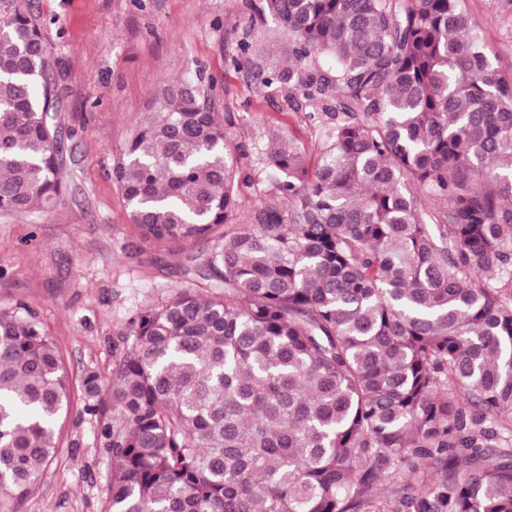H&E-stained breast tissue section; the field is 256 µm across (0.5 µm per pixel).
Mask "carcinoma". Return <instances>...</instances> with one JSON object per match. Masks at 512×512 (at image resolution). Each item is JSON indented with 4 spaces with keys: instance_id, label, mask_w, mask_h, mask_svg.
Listing matches in <instances>:
<instances>
[{
    "instance_id": "carcinoma-1",
    "label": "carcinoma",
    "mask_w": 512,
    "mask_h": 512,
    "mask_svg": "<svg viewBox=\"0 0 512 512\" xmlns=\"http://www.w3.org/2000/svg\"><path fill=\"white\" fill-rule=\"evenodd\" d=\"M259 10L291 40L259 84L334 93L323 148L281 137L262 159L278 199L240 218L201 83L138 124L113 176L190 286L130 322L104 512H512V81L461 0ZM57 108L42 22L0 0V212L61 197ZM68 381L38 322L0 310V488L19 499Z\"/></svg>"
}]
</instances>
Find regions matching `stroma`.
I'll use <instances>...</instances> for the list:
<instances>
[{"label":"stroma","instance_id":"stroma-1","mask_svg":"<svg viewBox=\"0 0 512 512\" xmlns=\"http://www.w3.org/2000/svg\"><path fill=\"white\" fill-rule=\"evenodd\" d=\"M54 46L65 194L48 211L0 213V310L23 305L62 354L72 382L57 448L23 499L0 492V512H104L110 478L106 403L89 408L88 374L111 383L132 342L131 318L182 286V258L138 250L137 231L112 175L138 122L166 84L202 77L237 148L241 211L266 204L274 186L262 158L272 134L316 159L324 122L288 105V88H257L232 66L241 42L266 70L287 59V38L245 0H30ZM497 74L512 79V0H463Z\"/></svg>","mask_w":512,"mask_h":512}]
</instances>
